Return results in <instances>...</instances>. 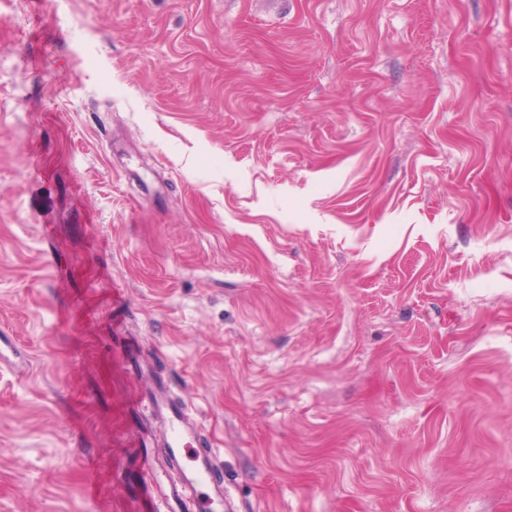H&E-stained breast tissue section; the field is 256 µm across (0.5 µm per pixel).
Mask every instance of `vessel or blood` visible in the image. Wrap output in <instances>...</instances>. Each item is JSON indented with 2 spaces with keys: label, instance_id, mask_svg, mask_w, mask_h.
<instances>
[{
  "label": "vessel or blood",
  "instance_id": "obj_1",
  "mask_svg": "<svg viewBox=\"0 0 512 512\" xmlns=\"http://www.w3.org/2000/svg\"><path fill=\"white\" fill-rule=\"evenodd\" d=\"M169 448L175 449L174 466L182 472L179 481L169 486L167 498L181 505L184 498H195L196 512H213V503L227 504L228 495L218 473L214 449L197 447L198 425L186 408L164 400L156 405Z\"/></svg>",
  "mask_w": 512,
  "mask_h": 512
}]
</instances>
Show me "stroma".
Segmentation results:
<instances>
[{
	"label": "stroma",
	"instance_id": "1",
	"mask_svg": "<svg viewBox=\"0 0 512 512\" xmlns=\"http://www.w3.org/2000/svg\"><path fill=\"white\" fill-rule=\"evenodd\" d=\"M0 336V512H512V0H0ZM158 419L164 427L169 448H172V463L182 471V478L169 485L167 499L174 504L170 510H176L183 497H193L196 502L195 511L214 512L211 505L219 502L226 512L235 509L227 507L228 494L224 491V480L218 474V455L213 448H197L198 425L186 408L173 404L168 400L156 403ZM177 453L176 454V451ZM202 489L204 497H198Z\"/></svg>",
	"mask_w": 512,
	"mask_h": 512
}]
</instances>
